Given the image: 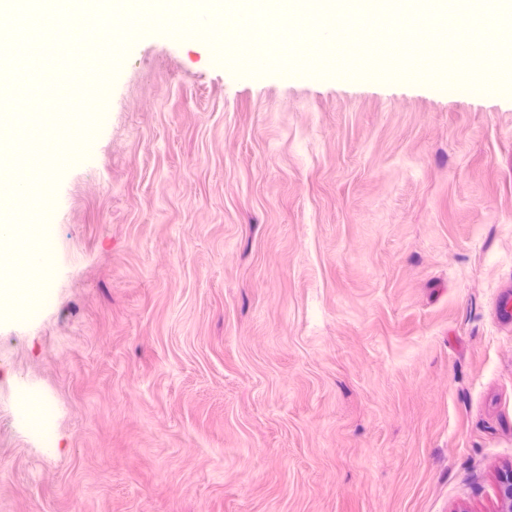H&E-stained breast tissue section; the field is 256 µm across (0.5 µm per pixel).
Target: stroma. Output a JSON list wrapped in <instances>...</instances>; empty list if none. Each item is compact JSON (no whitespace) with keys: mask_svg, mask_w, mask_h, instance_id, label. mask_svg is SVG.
<instances>
[{"mask_svg":"<svg viewBox=\"0 0 512 512\" xmlns=\"http://www.w3.org/2000/svg\"><path fill=\"white\" fill-rule=\"evenodd\" d=\"M0 308V512H500L512 98L233 65L144 26ZM65 104L11 112L48 164Z\"/></svg>","mask_w":512,"mask_h":512,"instance_id":"1","label":"stroma"}]
</instances>
